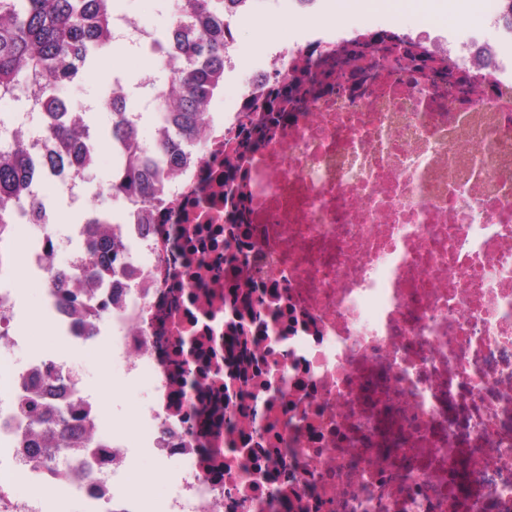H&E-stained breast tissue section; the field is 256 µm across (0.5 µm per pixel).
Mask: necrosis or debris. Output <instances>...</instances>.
I'll list each match as a JSON object with an SVG mask.
<instances>
[{"mask_svg":"<svg viewBox=\"0 0 512 512\" xmlns=\"http://www.w3.org/2000/svg\"><path fill=\"white\" fill-rule=\"evenodd\" d=\"M152 194L19 249L30 212L7 216L0 348L22 342L21 282L56 276L63 342L151 388L109 431L66 361L0 371V512H40L8 494L17 472L84 512H144L147 487L119 482L132 430L179 463L167 512H512V53L483 70L390 18L316 23ZM31 400L73 411L61 463Z\"/></svg>","mask_w":512,"mask_h":512,"instance_id":"obj_1","label":"necrosis or debris"}]
</instances>
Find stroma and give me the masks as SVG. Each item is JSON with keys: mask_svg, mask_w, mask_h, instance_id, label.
Returning a JSON list of instances; mask_svg holds the SVG:
<instances>
[{"mask_svg": "<svg viewBox=\"0 0 512 512\" xmlns=\"http://www.w3.org/2000/svg\"><path fill=\"white\" fill-rule=\"evenodd\" d=\"M430 9L447 8L449 16L466 17L469 31L461 33L456 42L463 56L478 53L497 59L500 37L491 29L480 25L478 0H428ZM118 13L126 15L146 29L163 33L178 19L182 0H118ZM298 15H291L286 25L271 23L248 24L236 33L239 67L224 83L222 95L232 101L245 86L253 69L265 59L264 53L254 51L257 40H266L269 46L284 45L297 35ZM152 71L151 84H143L145 71ZM121 78L126 88V109L139 114V137L144 143L154 141L152 114L156 110L154 91L167 86L172 78L169 70L153 68L149 59L135 47L122 43L113 50L100 52L94 65L76 84L64 87L60 94L69 106L86 113L95 129L107 132L112 126L111 112L99 108V101L112 91L113 78ZM112 177V154L100 148L95 165L88 175L90 190L85 206H71L62 197V189L54 180H44L41 185L43 198L58 210V221L52 231L65 237L69 225L80 223L86 208H94L111 217H118L120 203L112 198L109 184ZM44 286L36 280L27 281L19 291L17 326L28 338L26 344L9 351L5 362L20 365L35 356H52L58 353L60 342L54 330L45 326ZM66 358L77 368L85 388L97 399L106 416V425L120 428L125 420L138 411L149 395L147 378L130 379L120 370L112 368L104 347H77L67 351ZM175 471L174 463H161L151 452L144 434L134 436L133 449L127 470L121 477L127 486L150 484L151 496L148 512H164L169 480ZM12 493L17 497L38 494L42 512H83L82 501L70 490L60 487L36 488L26 474L16 475L12 481Z\"/></svg>", "mask_w": 512, "mask_h": 512, "instance_id": "1", "label": "stroma"}]
</instances>
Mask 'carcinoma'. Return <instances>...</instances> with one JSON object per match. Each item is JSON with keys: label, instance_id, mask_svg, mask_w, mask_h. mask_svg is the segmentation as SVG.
<instances>
[{"label": "carcinoma", "instance_id": "obj_1", "mask_svg": "<svg viewBox=\"0 0 512 512\" xmlns=\"http://www.w3.org/2000/svg\"><path fill=\"white\" fill-rule=\"evenodd\" d=\"M114 0H0V99L22 101L26 111L48 110L50 120L44 133L65 150L79 153L80 133L54 116L51 105L59 99L58 89L78 82L93 64L94 53L112 42L102 39L108 30ZM242 0H184L179 19L165 33L158 59L173 71L169 85L157 92L156 115L177 113L179 132L160 148L137 142L119 184H110L127 195L147 201L149 168L144 158L156 155L173 164L188 139L202 124L209 98L224 88V19ZM114 120L111 135L121 137L131 120L125 100L112 95L108 104ZM33 160L24 145L7 137L0 139V214L20 202L15 189L25 179ZM68 411L56 413L57 455L62 461L66 444Z\"/></svg>", "mask_w": 512, "mask_h": 512}]
</instances>
